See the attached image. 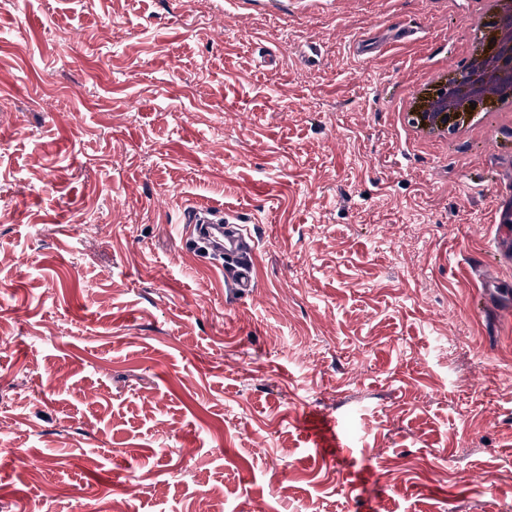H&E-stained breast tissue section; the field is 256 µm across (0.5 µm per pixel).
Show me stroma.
Segmentation results:
<instances>
[{
  "label": "stroma",
  "instance_id": "stroma-1",
  "mask_svg": "<svg viewBox=\"0 0 512 512\" xmlns=\"http://www.w3.org/2000/svg\"><path fill=\"white\" fill-rule=\"evenodd\" d=\"M476 8L0 0V512L512 508V318L480 298L512 263H470L512 117L398 119ZM201 205L246 225L248 295L184 246Z\"/></svg>",
  "mask_w": 512,
  "mask_h": 512
}]
</instances>
